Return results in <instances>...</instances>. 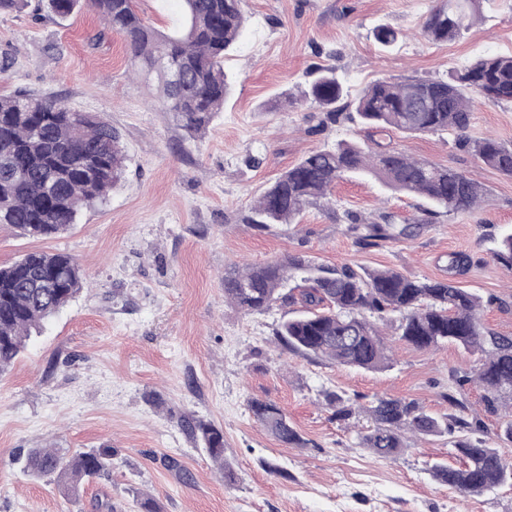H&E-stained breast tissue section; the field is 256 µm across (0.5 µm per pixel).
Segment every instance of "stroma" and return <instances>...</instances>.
I'll list each match as a JSON object with an SVG mask.
<instances>
[{
	"label": "stroma",
	"mask_w": 512,
	"mask_h": 512,
	"mask_svg": "<svg viewBox=\"0 0 512 512\" xmlns=\"http://www.w3.org/2000/svg\"><path fill=\"white\" fill-rule=\"evenodd\" d=\"M448 0H245V29L224 62L231 91L205 134L189 137L157 90L131 72L118 35L98 48V28L82 8L59 19L47 0L0 13V95L49 94L74 111L106 118L126 154L122 180L105 201L81 211L50 238L0 226V265L30 251L64 252L79 262V296L32 334L0 373V512H138L137 493L161 512H512V487L465 495L430 469L459 466L449 437L411 438L397 456L361 448L365 416L337 419L325 395L367 403L377 396L417 401L442 415L448 373L473 369L475 355L454 346L414 349L394 339L389 368L360 370L288 350L275 331L293 307L247 314L224 297V271L300 254L355 271L392 268L416 279H444L448 257L470 256L461 287L486 304L484 324L512 336V273L492 252L512 230V178L484 165L472 141L512 146V104L474 97L470 145L449 131L376 134L412 158L464 172L486 190L462 213L424 214L423 200L385 189L369 176L339 181L330 198L305 206L296 223L250 224L252 207L280 172L308 153L366 138L353 102L379 79L446 80L481 55H512V0H482L468 30L433 42L420 31ZM151 26L177 30L181 0H136ZM400 32L391 48L376 27ZM332 68L348 106L321 125L299 97L316 69ZM391 216L405 233L363 248L345 213ZM275 403L307 440L281 444L253 419L251 400ZM224 430L216 463L182 419ZM117 453L104 476L78 495L53 477H34L32 448ZM228 464L232 481L220 469Z\"/></svg>",
	"instance_id": "stroma-1"
}]
</instances>
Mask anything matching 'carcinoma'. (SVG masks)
<instances>
[{
  "mask_svg": "<svg viewBox=\"0 0 512 512\" xmlns=\"http://www.w3.org/2000/svg\"><path fill=\"white\" fill-rule=\"evenodd\" d=\"M101 22L96 39L116 33L129 52L133 72L155 76L159 102L178 117L185 131L203 133L224 108L230 83L224 58L243 34V0H183L185 22L174 33L147 24L134 8L135 0H86ZM480 0H456L427 20L423 34L434 41L455 38L469 27ZM81 0H48L51 13L65 18ZM491 103H512V56H480L451 81L380 80L368 86L356 102L361 122L376 131L416 134L453 131L472 145L488 167L512 176V147L493 138L465 139L472 115V95ZM329 121L343 109L342 84L332 68L317 70L304 92ZM124 173L119 133L107 120L74 112L59 101L19 93L0 97V226L7 225L32 238L67 231L78 214L106 199ZM367 174L386 188L418 194L433 207L467 212L483 198L482 187L462 172L416 160L392 147L373 150L356 142L310 152L281 173L259 196L251 222L261 228L292 224L303 207L329 194L340 179ZM351 230L363 246L391 237L383 223L366 224L348 213ZM494 259L512 270V233L503 236ZM471 265L465 253L448 259L446 280H418L396 270L359 274L350 267L329 268L290 255L281 261L224 272V297L245 313H261L276 303L299 304L301 310L285 319L276 336L289 350L323 358L343 366L377 370L392 361V348L370 312L384 321H398V339L419 349L454 344L479 355L470 372L448 373V413L435 415L418 402L378 397L367 405L326 396L335 415L348 420L363 414L371 425L357 434L358 444L378 457H391L403 447L407 433L453 437L462 466L435 465L432 476L448 488L480 495L494 487L512 486V464L497 449L512 444V419L496 438H482L481 421L467 416L466 386L482 389L485 411L496 413L512 401V336H501L481 320V297L462 288L456 277ZM300 283L288 287L293 274ZM82 270L64 253L34 251L0 266V372L23 351L32 331L69 304L81 291ZM249 412L276 440L295 447L306 441L289 425L274 403L252 400ZM193 438L201 439L214 461L224 466V432L208 421H186ZM116 449L109 445L68 456L55 448H37L25 459L35 475H55L66 491H75L85 479L103 473Z\"/></svg>",
  "mask_w": 512,
  "mask_h": 512,
  "instance_id": "cac0c4a2",
  "label": "carcinoma"
}]
</instances>
